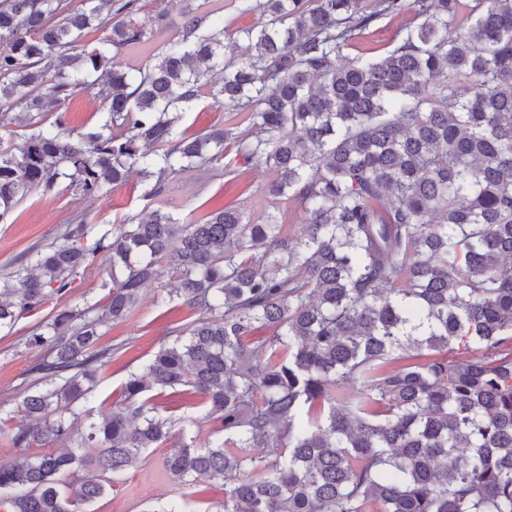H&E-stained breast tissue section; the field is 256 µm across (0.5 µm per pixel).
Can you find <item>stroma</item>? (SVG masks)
I'll return each instance as SVG.
<instances>
[{
  "label": "stroma",
  "mask_w": 512,
  "mask_h": 512,
  "mask_svg": "<svg viewBox=\"0 0 512 512\" xmlns=\"http://www.w3.org/2000/svg\"><path fill=\"white\" fill-rule=\"evenodd\" d=\"M167 0H143L142 18L150 24L154 36L143 46L119 52L115 62L121 66L148 67L165 43L180 36L181 21L176 16L158 20ZM412 19L411 13L388 15L365 31L355 41L352 54L379 55L391 49L402 29ZM232 171L230 181L212 180L209 170L189 172L177 178L172 192L160 197L159 206L173 213L181 222L205 217L209 202L239 207L251 222L259 223L267 215H275L288 226L289 233L299 234L305 219L302 207L295 201L275 199L266 186L271 171L245 164L242 156L229 154L224 159ZM146 185L137 174H130L120 186L99 197L74 199L53 192L34 191L16 208L7 222L0 223V275L13 270L20 254L33 246L58 242L66 228L72 208H79L94 227V237L111 236L121 221L140 213L146 202ZM112 281V261L107 249H97L90 263L76 274L69 292L54 296L45 305L23 315L13 327L0 330V410H15L24 383L29 382V369L37 362L39 349L28 344L32 330L55 311L82 307L84 301H103ZM158 284L146 286L130 318L106 327L105 340L121 344V351L100 372L95 400L87 406L89 417H97L99 404H112L120 396L128 374L139 371L166 341L169 327L194 319L195 313L181 302L167 305L158 301ZM172 499L184 502L187 512H213L219 494H194L191 487L173 482L164 472L162 453L145 451L138 465L130 469L122 486L108 492L94 505L95 512H146L148 506Z\"/></svg>",
  "instance_id": "stroma-1"
}]
</instances>
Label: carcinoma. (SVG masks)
Returning <instances> with one entry per match:
<instances>
[{"label":"carcinoma","instance_id":"1","mask_svg":"<svg viewBox=\"0 0 512 512\" xmlns=\"http://www.w3.org/2000/svg\"><path fill=\"white\" fill-rule=\"evenodd\" d=\"M72 2L0 0V128H27L0 138V223L36 189L96 196L133 168L155 199L227 149L306 219L290 235L234 206L188 224L157 208L97 242L123 278L28 337L44 356L20 420L0 416L24 453L0 464V508L88 512L164 448L171 479L218 487L216 512H512V0H260L229 59L211 12L169 0L183 34L147 69L112 56L152 38L141 0ZM408 11L392 49L346 53ZM88 88L104 119L75 133L60 112ZM203 97L248 113V133H187ZM90 232L75 213L0 278V327L71 287ZM166 277L197 318L77 426L119 350L103 327ZM172 396L216 427L173 433L156 402Z\"/></svg>","mask_w":512,"mask_h":512}]
</instances>
